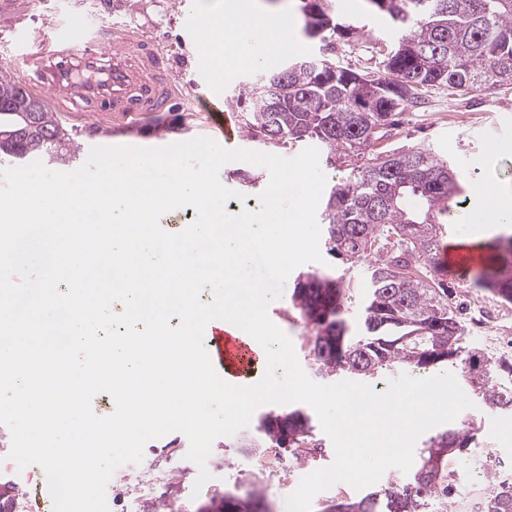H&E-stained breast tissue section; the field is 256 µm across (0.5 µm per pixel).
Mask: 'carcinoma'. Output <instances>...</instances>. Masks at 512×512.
<instances>
[{
	"label": "carcinoma",
	"mask_w": 512,
	"mask_h": 512,
	"mask_svg": "<svg viewBox=\"0 0 512 512\" xmlns=\"http://www.w3.org/2000/svg\"><path fill=\"white\" fill-rule=\"evenodd\" d=\"M406 34L381 54L383 74L361 75L325 56L289 62L237 96L247 135L272 147L307 140L327 151L326 161L351 162L333 187L323 221L329 255L351 264L370 261L360 315L350 328L352 288L336 271L299 276L292 304L314 336L308 356L323 378L374 380L397 368L425 371L460 367L474 395L491 411L512 412V364L476 346H464V329L437 275L442 249L438 216L460 191L457 173L427 153L381 150L388 128L404 107L429 88L461 93L512 81V0H365ZM303 13V32L325 40L339 25L318 0ZM275 87V96L261 91ZM72 134L40 99L0 77V159L71 158ZM372 157L365 158V151ZM362 164H357V161ZM488 287L512 301V274L484 275ZM313 417L287 406L265 413L236 448H297L312 438ZM476 439L463 421L429 438L409 480L343 498L329 512H435L454 479L448 464ZM207 512H262L259 494L224 497ZM484 512H512V486L500 487Z\"/></svg>",
	"instance_id": "obj_1"
}]
</instances>
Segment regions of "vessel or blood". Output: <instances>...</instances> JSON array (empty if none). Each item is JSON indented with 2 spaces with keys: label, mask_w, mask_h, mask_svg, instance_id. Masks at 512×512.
I'll return each mask as SVG.
<instances>
[{
  "label": "vessel or blood",
  "mask_w": 512,
  "mask_h": 512,
  "mask_svg": "<svg viewBox=\"0 0 512 512\" xmlns=\"http://www.w3.org/2000/svg\"><path fill=\"white\" fill-rule=\"evenodd\" d=\"M23 64L22 84L49 96L60 113L78 110L124 121L145 112L169 111L178 75L152 40L118 27L93 25L68 16L48 28L27 29L14 40ZM443 265L479 269L478 252L443 250ZM204 347L228 383L250 382L261 355L254 339L226 330L223 321L206 326Z\"/></svg>",
  "instance_id": "1"
}]
</instances>
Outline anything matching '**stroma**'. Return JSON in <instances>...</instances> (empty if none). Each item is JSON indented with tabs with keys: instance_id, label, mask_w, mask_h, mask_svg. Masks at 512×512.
<instances>
[{
	"instance_id": "35a3bbf8",
	"label": "stroma",
	"mask_w": 512,
	"mask_h": 512,
	"mask_svg": "<svg viewBox=\"0 0 512 512\" xmlns=\"http://www.w3.org/2000/svg\"><path fill=\"white\" fill-rule=\"evenodd\" d=\"M228 0H0V75H16L20 62L10 43L15 29L38 25L60 12L95 15L108 23L144 31L166 53L178 72L184 93L177 106L168 112H154L137 118L133 124L103 121L82 112L63 116L61 123L73 132L71 147L75 158L62 164L70 172L81 167L95 146L162 147L174 142L205 136L223 142V117L207 118L193 103L195 93H208L221 104L234 101L240 91L261 76L281 70L300 55H326L338 65L360 73L375 71L380 50L397 45L401 33L390 19L369 11L361 0H321L325 10L343 24V31L328 33L325 40L306 37L298 0H249L262 6L269 20L288 19V41L270 49L262 64L244 65L234 75L225 76L223 58L208 50L205 35L209 28L223 26ZM383 146L393 151L421 149L457 172L462 187L453 200L460 214L482 210L475 193L476 185L506 192L512 191V85L469 94L445 88L428 90L417 104L408 106L399 124L390 130ZM219 180L227 188L242 193L247 202H256L268 184V172L247 162L223 165ZM336 269L354 286L348 317L357 320L362 290L368 281L366 265L347 267L341 260L301 265L299 273ZM290 274L280 299L273 306L287 311L279 328L291 339L302 368H309L307 338L312 328L292 306V294L298 275ZM445 281L460 306V321L466 324L467 346L482 345L479 332L470 329L471 317L486 302H497L490 289L479 287L474 274L463 269H449ZM463 418L473 419L481 448L492 453L497 463L512 467V413H490L483 405L466 409ZM323 456L309 461L307 468L295 469L284 481L259 484L243 477L238 484L216 479L195 498L188 500L186 512H196L199 505L221 501L225 494L258 488L267 512H286L285 499L293 493L307 469L331 464L335 458L332 442L323 430H316Z\"/></svg>"
}]
</instances>
